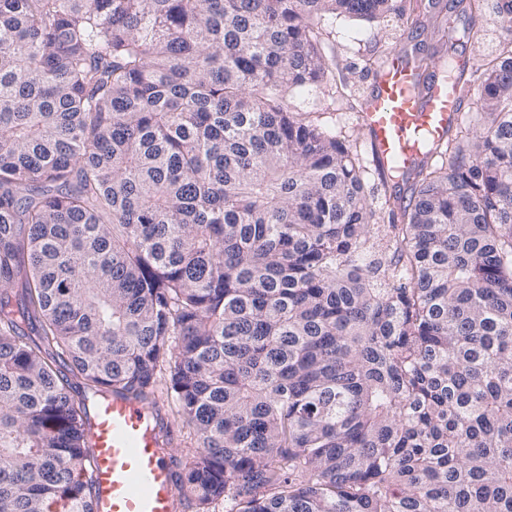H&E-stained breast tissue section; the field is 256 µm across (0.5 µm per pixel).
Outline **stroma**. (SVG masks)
<instances>
[{
    "label": "stroma",
    "instance_id": "stroma-1",
    "mask_svg": "<svg viewBox=\"0 0 512 512\" xmlns=\"http://www.w3.org/2000/svg\"><path fill=\"white\" fill-rule=\"evenodd\" d=\"M496 0H484V9L475 23L479 25L477 38H461L450 47H442L431 32H412L403 26L397 16L371 21L339 16L323 22L319 38L321 51L328 63V83L334 90L330 110H319L315 89H293L288 99L302 111L313 113L318 124L356 144L365 165H372L373 157L367 135L360 127L359 114L364 99L373 86L376 64L387 59L398 49L406 48L423 56H442L449 53L479 60L498 44Z\"/></svg>",
    "mask_w": 512,
    "mask_h": 512
}]
</instances>
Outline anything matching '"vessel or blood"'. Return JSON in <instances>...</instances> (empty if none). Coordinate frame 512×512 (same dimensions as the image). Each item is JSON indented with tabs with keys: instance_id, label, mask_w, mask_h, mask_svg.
<instances>
[{
	"instance_id": "b4317fda",
	"label": "vessel or blood",
	"mask_w": 512,
	"mask_h": 512,
	"mask_svg": "<svg viewBox=\"0 0 512 512\" xmlns=\"http://www.w3.org/2000/svg\"><path fill=\"white\" fill-rule=\"evenodd\" d=\"M373 84L360 123L376 166L412 168L422 158L421 141L438 142L460 122L459 87L445 79L418 85L407 57L392 54ZM86 435L93 451L95 512H177L171 443L145 404L121 396L95 402Z\"/></svg>"
}]
</instances>
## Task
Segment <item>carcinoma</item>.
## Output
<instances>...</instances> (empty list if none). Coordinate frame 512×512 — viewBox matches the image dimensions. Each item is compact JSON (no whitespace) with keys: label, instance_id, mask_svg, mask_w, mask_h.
<instances>
[{"label":"carcinoma","instance_id":"carcinoma-1","mask_svg":"<svg viewBox=\"0 0 512 512\" xmlns=\"http://www.w3.org/2000/svg\"><path fill=\"white\" fill-rule=\"evenodd\" d=\"M397 9L0 0V512H94L90 405L163 368L195 512H512V0L387 224L288 101L322 20ZM164 399V411L168 418L170 429L173 434L172 450L176 459L186 462L192 455L193 448H197V437L192 429L187 427L178 416V405L169 397Z\"/></svg>","mask_w":512,"mask_h":512}]
</instances>
